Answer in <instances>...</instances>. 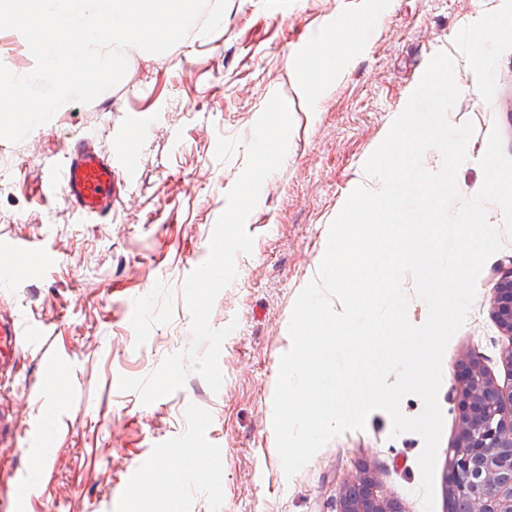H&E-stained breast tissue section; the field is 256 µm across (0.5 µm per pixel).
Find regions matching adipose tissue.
<instances>
[{"instance_id":"ef3b65f1","label":"adipose tissue","mask_w":512,"mask_h":512,"mask_svg":"<svg viewBox=\"0 0 512 512\" xmlns=\"http://www.w3.org/2000/svg\"><path fill=\"white\" fill-rule=\"evenodd\" d=\"M368 11H357L332 20L309 50L296 53L288 63V73L295 78V93L309 111L319 103L345 72L347 58L361 32L372 21ZM512 38V17L499 16L482 27L470 30L468 42L477 69L487 72L497 42Z\"/></svg>"}]
</instances>
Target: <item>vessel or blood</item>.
I'll return each instance as SVG.
<instances>
[{"label": "vessel or blood", "mask_w": 512, "mask_h": 512, "mask_svg": "<svg viewBox=\"0 0 512 512\" xmlns=\"http://www.w3.org/2000/svg\"><path fill=\"white\" fill-rule=\"evenodd\" d=\"M134 167L133 157L112 161L96 149L93 140L82 138L67 147L61 167L51 168L50 186L58 190L60 198L67 205L77 208L86 216L101 218L108 215L115 204V182ZM19 333L15 317L0 314V371L19 352Z\"/></svg>", "instance_id": "1"}]
</instances>
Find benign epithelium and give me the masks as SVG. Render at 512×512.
Segmentation results:
<instances>
[{"instance_id":"benign-epithelium-1","label":"benign epithelium","mask_w":512,"mask_h":512,"mask_svg":"<svg viewBox=\"0 0 512 512\" xmlns=\"http://www.w3.org/2000/svg\"><path fill=\"white\" fill-rule=\"evenodd\" d=\"M490 316L509 337L502 352L512 367V258L494 269ZM461 385L452 387L457 404L458 437L448 458L449 494L456 512H512V390L504 391L486 369L484 358L470 355L460 365ZM336 512H405L394 498L376 492L370 466L336 499Z\"/></svg>"}]
</instances>
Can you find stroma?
Masks as SVG:
<instances>
[{
    "label": "stroma",
    "mask_w": 512,
    "mask_h": 512,
    "mask_svg": "<svg viewBox=\"0 0 512 512\" xmlns=\"http://www.w3.org/2000/svg\"><path fill=\"white\" fill-rule=\"evenodd\" d=\"M380 7L353 49L345 75L309 113L294 95L291 55L340 14ZM512 0H227L219 30L194 33L161 54L125 48L128 71L89 104L71 101L25 139H0V311L20 320L21 356L0 378V399L20 429L0 443V512H133L130 477L141 464L181 465L175 451L204 438L221 483L181 488L180 512H335L340 490L370 465L380 495L423 512L416 494L424 442L393 435L390 416L327 443L286 477L270 428L288 325L331 223L366 178L364 163L404 110L434 55L449 54L464 87L447 114L472 122L459 167L461 197L482 187L479 164L491 129L512 156V38L481 79L462 37ZM287 99L293 129L280 169L264 182L246 222L251 254L217 297L213 328H229L220 354L223 383L212 391L189 371L183 387L146 405L123 377L146 378L191 341L186 277L209 255L214 227L247 164L254 125L273 95ZM108 158L131 154L120 201L103 220L63 203L46 184L49 163L76 139ZM512 256V237L488 259L463 326L442 361L443 432L434 472V512H450L448 455L458 432L450 396L456 366L479 353L499 385H512L508 342L489 315L493 268ZM40 268L31 277V268ZM61 375L60 389L47 383ZM54 423L52 456L33 462L35 431ZM35 472L27 496L16 478Z\"/></svg>",
    "instance_id": "obj_1"
}]
</instances>
